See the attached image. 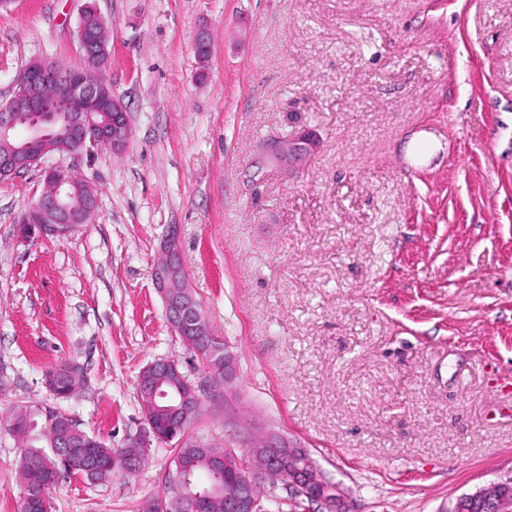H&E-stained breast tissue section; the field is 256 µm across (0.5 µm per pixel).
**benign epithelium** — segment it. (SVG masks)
<instances>
[{
    "mask_svg": "<svg viewBox=\"0 0 512 512\" xmlns=\"http://www.w3.org/2000/svg\"><path fill=\"white\" fill-rule=\"evenodd\" d=\"M77 36L85 60H96L108 65L110 53L107 44L93 35L84 23H78ZM193 49L199 76L208 74L211 57V36L202 28L195 36ZM42 84L45 96L61 98L63 111L48 112L31 92L32 85ZM110 113L109 121L100 122L97 116ZM28 117L27 139L9 151L0 154V177L7 180L25 171L40 169L44 180L41 196L19 219L20 238L24 241L68 235L91 222L97 206V197L85 183L79 185L52 167L44 166L45 159L55 149L60 135L79 141V149L103 148L114 154L124 152L133 139V129L123 101L106 82H89L80 70L68 69L58 62L33 59L14 79L12 96L0 104V139L7 142L15 137L18 123ZM316 149L315 140L305 134L276 141L270 146V158L290 170L306 163ZM152 282L160 294L168 322L182 342L196 349L197 337L209 328L200 302L192 293L184 268L180 231L168 227L152 268ZM149 371L141 381L144 397L142 429L123 448V453L112 458V466L125 472L136 470L155 444L171 442L175 431L165 434L155 429L153 420L168 409L166 400L178 409L203 405L208 387L186 383L187 389L175 394L167 392L168 380L180 375L178 363L157 359L145 367ZM237 359L229 344H224V413L234 412L230 398L237 377ZM57 419L46 421V432L51 441V454L44 457V469L53 473L56 461L81 451L88 462L95 455V441L85 436L79 447L58 440ZM198 447L211 460V483L199 486L190 493L199 509L204 510L214 500L219 489H224V512H272L271 503L281 502L277 490L283 488L296 499L317 505L325 512H347L345 492L328 479L309 458L307 452L293 444L287 436L275 432L262 434L253 441V467H246L233 449L218 451L208 442L198 441ZM194 472L192 464L173 458L166 475V485L191 488ZM267 484L260 496L255 492L257 480ZM474 502L483 512H508L503 508L512 504V481L497 482L480 488L473 494L459 496L452 512H465L467 502Z\"/></svg>",
    "mask_w": 512,
    "mask_h": 512,
    "instance_id": "1",
    "label": "benign epithelium"
}]
</instances>
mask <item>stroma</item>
Returning a JSON list of instances; mask_svg holds the SVG:
<instances>
[{"label": "stroma", "mask_w": 512, "mask_h": 512, "mask_svg": "<svg viewBox=\"0 0 512 512\" xmlns=\"http://www.w3.org/2000/svg\"><path fill=\"white\" fill-rule=\"evenodd\" d=\"M87 0L0 7V102L34 58L72 69ZM105 73L133 141L53 154L98 207L25 242L38 170L0 181V512H20V441L46 411L113 447L141 427L137 381L159 358L206 369L174 336L151 268L169 225L192 287L237 356L234 415L204 402L192 436L251 463L276 431L348 494L349 512H451L512 478V0H97ZM212 35L206 79L193 51ZM296 173L258 166L302 130ZM429 141V170L400 163ZM72 362L69 398L45 382ZM174 455L51 493L52 512H144ZM51 378L49 389L59 398L71 396L83 381V370L80 366L62 362L46 372L45 381Z\"/></svg>", "instance_id": "35a3bbf8"}]
</instances>
